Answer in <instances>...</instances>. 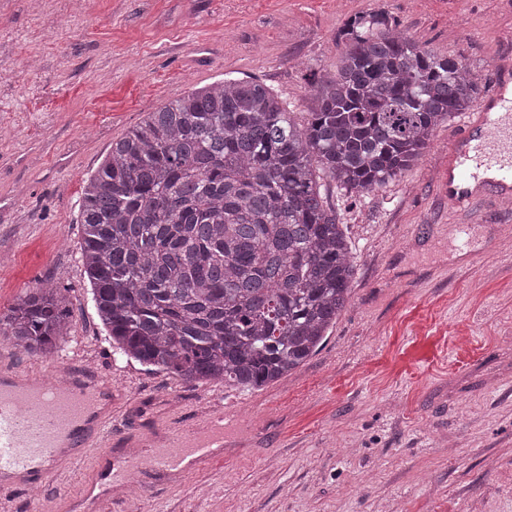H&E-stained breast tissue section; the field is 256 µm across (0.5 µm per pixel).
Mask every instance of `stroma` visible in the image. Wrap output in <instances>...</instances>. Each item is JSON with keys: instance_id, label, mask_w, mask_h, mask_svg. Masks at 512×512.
I'll return each mask as SVG.
<instances>
[{"instance_id": "1", "label": "stroma", "mask_w": 512, "mask_h": 512, "mask_svg": "<svg viewBox=\"0 0 512 512\" xmlns=\"http://www.w3.org/2000/svg\"><path fill=\"white\" fill-rule=\"evenodd\" d=\"M386 9L435 52L464 59L480 95L512 57V0H0V315L53 281L71 314L54 353L0 338V363L39 375L94 366L122 393L126 435L166 437L173 419L223 412L224 454L207 469L120 487L96 512H512V207L459 210L442 191L440 125L401 177L344 200L356 276L324 344L280 382L186 384L112 349L78 262V203L113 141L164 104L232 74L287 98L296 120L314 80L336 72L338 30ZM443 336L429 364L414 337ZM65 466L41 512L81 496Z\"/></svg>"}]
</instances>
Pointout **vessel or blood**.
<instances>
[{
    "instance_id": "b4317fda",
    "label": "vessel or blood",
    "mask_w": 512,
    "mask_h": 512,
    "mask_svg": "<svg viewBox=\"0 0 512 512\" xmlns=\"http://www.w3.org/2000/svg\"><path fill=\"white\" fill-rule=\"evenodd\" d=\"M444 191L450 203L471 208L485 195L512 190V94L502 86L481 103L475 120L448 147ZM67 383H50L21 370L0 369V494L56 481L63 464L94 457L93 474L112 469V451L128 446L113 409H99L96 372L70 365ZM217 412L186 423L152 449L149 463L158 471L181 468L193 458L204 468L213 458L212 434L223 429Z\"/></svg>"
}]
</instances>
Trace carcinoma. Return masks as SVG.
I'll return each instance as SVG.
<instances>
[{
    "mask_svg": "<svg viewBox=\"0 0 512 512\" xmlns=\"http://www.w3.org/2000/svg\"><path fill=\"white\" fill-rule=\"evenodd\" d=\"M337 45L338 77L318 83L303 123L264 84L226 75L112 142L79 202V261L118 353L185 383L255 389L321 347L356 266L316 172L368 195L479 91L463 60L384 10L351 17ZM69 324L45 283L0 316V336L50 354Z\"/></svg>",
    "mask_w": 512,
    "mask_h": 512,
    "instance_id": "obj_1",
    "label": "carcinoma"
}]
</instances>
